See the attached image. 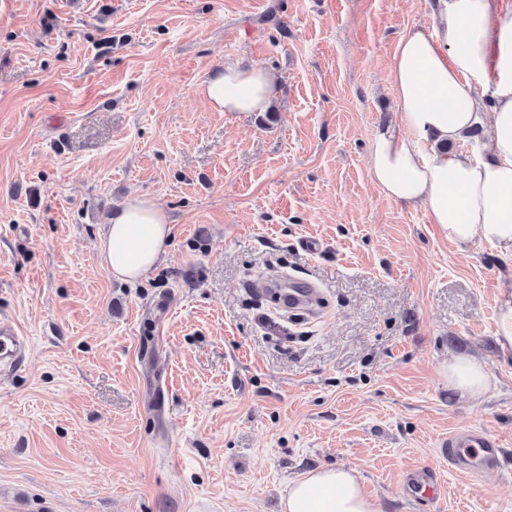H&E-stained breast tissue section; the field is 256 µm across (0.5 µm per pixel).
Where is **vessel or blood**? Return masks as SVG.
I'll return each instance as SVG.
<instances>
[{
    "mask_svg": "<svg viewBox=\"0 0 512 512\" xmlns=\"http://www.w3.org/2000/svg\"><path fill=\"white\" fill-rule=\"evenodd\" d=\"M289 286L284 309L315 314L321 293L319 285L311 281L293 280ZM27 349V338L18 333L9 319L0 318V366L21 365ZM501 450L499 439L477 429L453 433L440 445L442 457L447 458L453 470L472 475L496 468Z\"/></svg>",
    "mask_w": 512,
    "mask_h": 512,
    "instance_id": "vessel-or-blood-1",
    "label": "vessel or blood"
}]
</instances>
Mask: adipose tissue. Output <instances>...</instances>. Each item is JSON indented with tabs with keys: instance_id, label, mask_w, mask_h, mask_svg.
<instances>
[{
	"instance_id": "adipose-tissue-1",
	"label": "adipose tissue",
	"mask_w": 512,
	"mask_h": 512,
	"mask_svg": "<svg viewBox=\"0 0 512 512\" xmlns=\"http://www.w3.org/2000/svg\"><path fill=\"white\" fill-rule=\"evenodd\" d=\"M397 125L377 132L368 166L395 200L422 207L459 252L488 243L512 253V17L499 0H436L433 24L400 37L392 63ZM275 77L266 69L224 67L201 88L222 112H262ZM480 151L447 152L474 127ZM170 219L152 199L129 197L101 236L106 271L137 283L167 254ZM451 392L481 399L493 377L475 356L443 367ZM283 512H383L356 470L317 468L292 481Z\"/></svg>"
}]
</instances>
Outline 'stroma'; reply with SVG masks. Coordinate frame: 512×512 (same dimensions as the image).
<instances>
[{
    "label": "stroma",
    "instance_id": "1",
    "mask_svg": "<svg viewBox=\"0 0 512 512\" xmlns=\"http://www.w3.org/2000/svg\"><path fill=\"white\" fill-rule=\"evenodd\" d=\"M433 0H0V317L28 336L0 376V512H281L289 483L355 469L385 512H512V355L495 342L512 257L468 253L386 196L367 159L396 124V44ZM232 64L269 111L201 93ZM173 224L132 285L98 240L129 196ZM319 242L316 252L304 248ZM317 281L284 319L246 289ZM495 385L449 392V353ZM478 428L497 471L437 446ZM433 469L440 500L404 489ZM274 82L269 70L229 65L208 79L201 93L221 112H264L271 102Z\"/></svg>",
    "mask_w": 512,
    "mask_h": 512
}]
</instances>
